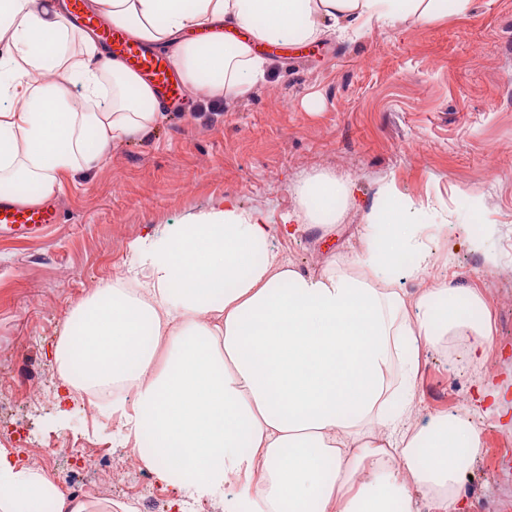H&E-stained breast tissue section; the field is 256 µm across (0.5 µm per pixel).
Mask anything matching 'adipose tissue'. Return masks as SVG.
<instances>
[{"label": "adipose tissue", "mask_w": 512, "mask_h": 512, "mask_svg": "<svg viewBox=\"0 0 512 512\" xmlns=\"http://www.w3.org/2000/svg\"><path fill=\"white\" fill-rule=\"evenodd\" d=\"M135 40L170 48L186 88L245 93L266 45L301 46L339 30L427 22L470 0H87ZM0 192L35 205L61 177L97 168L112 146L161 114L139 73L64 15L61 0H0ZM33 193H20V186ZM294 192L310 224L329 228L345 182L317 175ZM366 217L364 251L303 275L269 250L279 234L233 200L134 243V263L73 308L54 358L67 396L111 392L109 415L158 479L188 497L234 488L247 512H458L455 487L481 446L469 419L412 428L419 355L468 337V360L492 325L474 289L442 281L419 298L393 271L431 258L430 215L398 207L391 186ZM112 512L66 498L49 475L0 453V512Z\"/></svg>", "instance_id": "obj_1"}]
</instances>
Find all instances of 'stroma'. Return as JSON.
I'll use <instances>...</instances> for the list:
<instances>
[{
	"label": "stroma",
	"instance_id": "stroma-1",
	"mask_svg": "<svg viewBox=\"0 0 512 512\" xmlns=\"http://www.w3.org/2000/svg\"><path fill=\"white\" fill-rule=\"evenodd\" d=\"M136 140L113 147L92 172L63 177L48 202L58 223L36 234L0 235V452L64 441L67 455L35 458L53 478L96 486L100 467L83 452L123 463L142 487L156 483L120 434L117 419L74 398L59 403L53 350L69 311L110 286L134 260L132 243L224 200L262 212L268 223L303 216L292 192L309 177L349 182L351 197L330 233L277 235L272 247L304 274L362 253L363 225L379 188L393 184L433 215L430 247L448 258L422 277L400 271L395 287L419 294L439 281L477 289L491 315L487 360L473 364L446 344L424 347L415 427L470 408L477 385L500 394L494 420L461 476L464 512L512 505V0H471L462 14L406 19L349 36L331 35L302 55L274 58L264 82L237 96L184 95ZM481 198L480 215L467 208ZM480 220L481 242L460 225ZM41 397L28 401L27 378ZM164 497L100 492L112 512H185L166 481Z\"/></svg>",
	"mask_w": 512,
	"mask_h": 512
}]
</instances>
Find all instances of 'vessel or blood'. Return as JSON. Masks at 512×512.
I'll use <instances>...</instances> for the list:
<instances>
[{"label":"vessel or blood","mask_w":512,"mask_h":512,"mask_svg":"<svg viewBox=\"0 0 512 512\" xmlns=\"http://www.w3.org/2000/svg\"><path fill=\"white\" fill-rule=\"evenodd\" d=\"M65 16L75 27L92 31L109 56L121 59L144 76L153 87L162 109H175L182 98L183 86L165 56L149 45L131 40L123 29L89 13L85 0H65ZM58 220L59 213L53 207H24L10 198H0L1 234L36 232Z\"/></svg>","instance_id":"b4317fda"}]
</instances>
